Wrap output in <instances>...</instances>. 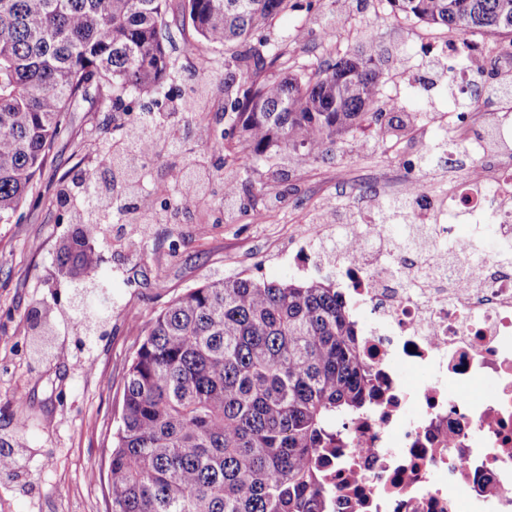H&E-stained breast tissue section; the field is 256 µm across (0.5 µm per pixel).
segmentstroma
Returning a JSON list of instances; mask_svg holds the SVG:
<instances>
[{
  "label": "stroma",
  "mask_w": 512,
  "mask_h": 512,
  "mask_svg": "<svg viewBox=\"0 0 512 512\" xmlns=\"http://www.w3.org/2000/svg\"><path fill=\"white\" fill-rule=\"evenodd\" d=\"M332 25L336 40L356 45L376 39L387 60L383 95L394 94L407 109L454 110L455 97L444 85L422 91L421 46L445 40L448 32L390 15L382 0H313L308 12H288L275 23L288 34V52L297 59L316 54L322 28ZM214 67L206 74L214 92L196 114L216 129L224 127V57L228 48L201 46ZM144 102L126 99L122 108L71 113L56 158L44 168L34 202L22 207L20 222L0 224V441L15 451L19 464L0 474V512H112L109 465L122 406L126 371L145 330L170 301L211 279L340 281L335 266L311 260L310 242L296 233L329 212L326 236L336 239L372 213L390 176H409L418 147L455 136V129L427 125L399 141L373 133L369 147L349 136L335 153L306 164L280 156L275 165L249 174L251 190L227 202L224 184L240 174L209 153L216 178L207 197L172 219L167 190L170 157L153 170L152 222L138 248H122L117 226L100 239L102 271L112 286V317L96 335L69 317L70 283L57 272L56 250L71 225L59 217L79 206L85 189L78 179L91 168L102 141L112 139L126 117H138ZM262 211L264 223L253 221ZM46 308L58 323L51 354L34 353L30 327L33 308ZM26 429H19V420Z\"/></svg>",
  "instance_id": "35a3bbf8"
}]
</instances>
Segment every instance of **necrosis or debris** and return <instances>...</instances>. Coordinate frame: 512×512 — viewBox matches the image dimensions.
Masks as SVG:
<instances>
[{"mask_svg": "<svg viewBox=\"0 0 512 512\" xmlns=\"http://www.w3.org/2000/svg\"><path fill=\"white\" fill-rule=\"evenodd\" d=\"M512 59V40L448 38L456 89L474 76L471 61ZM482 143L483 176L493 194L463 189L456 207L480 232L512 243V128L491 125ZM419 228L443 244L452 225L420 179L406 183ZM345 266L342 297L351 311L371 309L383 326L363 330L364 353L380 392L350 426L326 480L335 512H512V264L489 256L471 273L455 263L439 279L415 277L403 253H354L337 245Z\"/></svg>", "mask_w": 512, "mask_h": 512, "instance_id": "obj_1", "label": "necrosis or debris"}]
</instances>
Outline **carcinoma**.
Segmentation results:
<instances>
[{
  "label": "carcinoma",
  "instance_id": "obj_1",
  "mask_svg": "<svg viewBox=\"0 0 512 512\" xmlns=\"http://www.w3.org/2000/svg\"><path fill=\"white\" fill-rule=\"evenodd\" d=\"M169 0H0V224L13 223L54 153L65 118L82 102L99 109L128 95H158L171 75ZM390 11L459 35H512V0H386ZM302 0H181L183 46L244 44L224 58V122L193 126L197 142L248 166L288 153L314 162L357 127L407 132L412 112L374 111L384 53L373 39L298 65L265 35ZM279 66L258 81L253 75ZM157 120L132 122L85 180L102 196L76 208L55 256L64 277L99 273L97 240L112 199H137L126 221L151 209L139 188L154 160ZM167 176L194 198L197 182ZM386 219L411 220L406 202ZM375 393L359 330L336 284L235 277L190 288L161 310L128 367L110 462L112 512H332L325 456L344 447L347 425Z\"/></svg>",
  "mask_w": 512,
  "mask_h": 512
}]
</instances>
